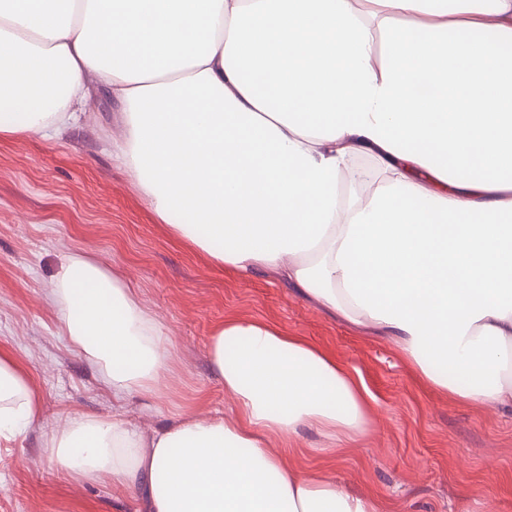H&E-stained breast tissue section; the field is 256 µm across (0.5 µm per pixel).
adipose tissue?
Returning a JSON list of instances; mask_svg holds the SVG:
<instances>
[{
  "mask_svg": "<svg viewBox=\"0 0 512 512\" xmlns=\"http://www.w3.org/2000/svg\"><path fill=\"white\" fill-rule=\"evenodd\" d=\"M123 112L116 160L157 217L240 274L389 337L435 388L512 404V0H0V134L52 140L97 91ZM374 159L381 180H355ZM51 299L116 400L171 369L162 326L96 259ZM232 419L145 435L73 416L49 454L146 512H377L267 449L366 436L360 373L297 336L227 322L208 346ZM42 417L0 348V447Z\"/></svg>",
  "mask_w": 512,
  "mask_h": 512,
  "instance_id": "obj_1",
  "label": "adipose tissue"
}]
</instances>
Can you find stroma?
<instances>
[{
	"label": "stroma",
	"mask_w": 512,
	"mask_h": 512,
	"mask_svg": "<svg viewBox=\"0 0 512 512\" xmlns=\"http://www.w3.org/2000/svg\"><path fill=\"white\" fill-rule=\"evenodd\" d=\"M82 128L46 140L0 137V348L28 368L43 416L0 447V512H142L136 494L69 478L45 443L65 417L123 418L143 433L183 411L206 419L230 409L207 344L232 320L273 325L359 371L375 401L370 434L337 455L302 431L297 452L268 445L289 470L322 473L379 512H512V407L459 402L426 384L394 344L353 325L267 271L242 278L161 223L112 159L120 112L92 98ZM89 255L134 288L160 321L177 374L170 393L113 403L102 371L73 350L50 301L61 258Z\"/></svg>",
	"instance_id": "obj_1"
}]
</instances>
